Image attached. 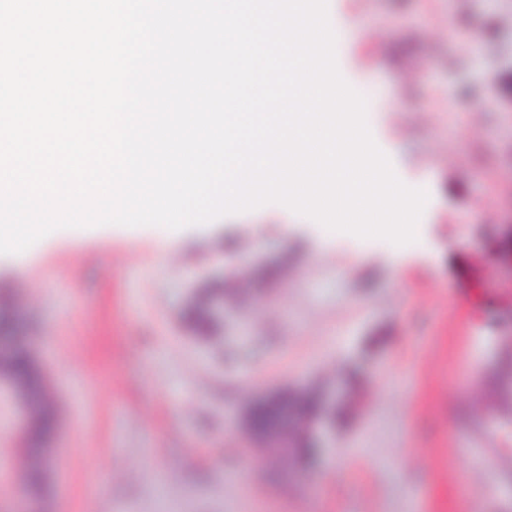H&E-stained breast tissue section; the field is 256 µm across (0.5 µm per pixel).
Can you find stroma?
<instances>
[{
  "label": "stroma",
  "instance_id": "1",
  "mask_svg": "<svg viewBox=\"0 0 512 512\" xmlns=\"http://www.w3.org/2000/svg\"><path fill=\"white\" fill-rule=\"evenodd\" d=\"M372 135L427 191L415 242L279 204L168 234L56 230L0 255V310L59 412L26 489L0 403V503L38 512H512V0H333ZM471 49L454 54L449 39ZM432 61H425V54ZM428 112L406 128L385 112ZM234 292L206 332L185 313ZM335 393L348 422L310 467L245 431L253 399Z\"/></svg>",
  "mask_w": 512,
  "mask_h": 512
}]
</instances>
